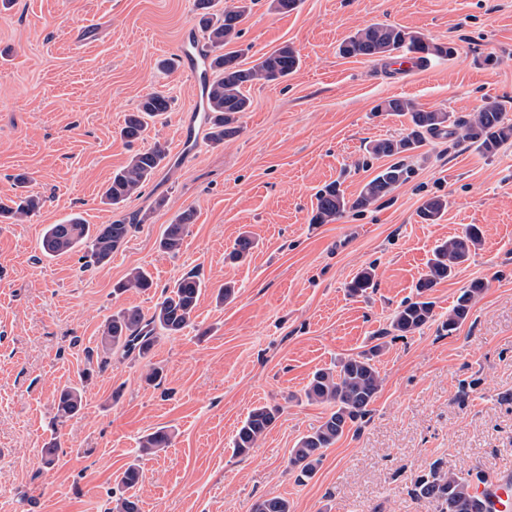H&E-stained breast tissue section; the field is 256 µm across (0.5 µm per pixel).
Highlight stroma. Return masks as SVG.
<instances>
[{
    "mask_svg": "<svg viewBox=\"0 0 512 512\" xmlns=\"http://www.w3.org/2000/svg\"><path fill=\"white\" fill-rule=\"evenodd\" d=\"M195 0H11L0 5V197L26 173L45 205L21 224L0 223V512H109L115 477L139 437L164 427L172 444L142 465L133 493L140 512H251L266 495L291 512H439L415 492L430 467L463 473L480 466L512 476V143L492 157L439 135L410 159L413 178L362 213L310 221L317 192L340 181L347 196L388 164L365 150L400 138L405 118L378 112L387 98L457 115L486 99L512 121V0H302L278 13L255 0L226 51L253 62L282 45L299 54L285 81L252 86V106L224 143L175 152L196 88L169 68ZM391 24L453 56L427 69L398 60L338 55V45L372 23ZM172 99L148 139L169 156L142 193L114 208L100 194L133 152L119 136L148 93ZM441 195L436 223L418 216ZM191 209L177 256L157 241ZM89 224L122 221L133 231L109 264L84 267L80 253L44 256L42 232L71 215ZM479 225L482 243L430 293L436 319L406 338L388 336L396 307L411 296L437 242ZM256 241L243 263L224 252L241 232ZM146 293L113 294L133 268ZM375 285L347 287L363 268ZM206 287L193 325L161 338L149 360L113 355L94 372L75 417L52 426L58 392L87 367L103 321L121 308L152 314L162 291L189 270ZM484 283L454 333L441 322L472 281ZM234 283L235 299L214 293ZM384 346L383 379L371 414L296 482L287 461L298 440L327 414L307 402L313 372ZM163 367L147 384L148 363ZM281 412L249 455L233 438L258 405ZM57 443L56 464L44 448Z\"/></svg>",
    "mask_w": 512,
    "mask_h": 512,
    "instance_id": "35a3bbf8",
    "label": "stroma"
}]
</instances>
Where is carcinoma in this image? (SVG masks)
I'll return each instance as SVG.
<instances>
[{
  "label": "carcinoma",
  "instance_id": "1",
  "mask_svg": "<svg viewBox=\"0 0 512 512\" xmlns=\"http://www.w3.org/2000/svg\"><path fill=\"white\" fill-rule=\"evenodd\" d=\"M253 0H236V3L215 12L214 0H195L199 10V23L207 40L206 55L210 58L212 78L206 91L208 112V139L221 143L224 138L238 131L241 115L251 107L247 88L261 81L282 80L295 72L300 64L299 56L289 45H283L260 57L248 68L242 67L238 56L224 53V44L240 35L239 25L250 10ZM344 56L371 58H395L398 53L412 55V59L429 63L453 54L452 48L428 42L402 28L372 24L357 30L339 47ZM170 97L162 92L147 94L136 110L129 113L120 129V136L129 143L143 141L151 123L169 112ZM375 111L403 116L408 120V133L400 139H383L371 143L368 152L376 158L399 157V160L380 171L369 180L354 199L335 182L320 190L310 223L329 224L349 210L365 211L388 196L396 187L406 182L414 173L413 168L401 158L421 148L426 136L448 130V135L476 145L483 153L492 155L504 143L512 140V124L505 121L503 108L496 101H487L475 113L457 117L450 112L425 110L413 101L390 98L375 106ZM165 146L156 142L130 156L127 163L113 173L112 179L101 194V202L118 207L141 189L167 159ZM44 200L34 195H16L0 198V218L20 222L30 220L40 213ZM448 209V200L435 196L426 199L419 208L424 221L436 222ZM194 221L190 209L179 213L166 225L159 239V249L176 255L183 247L188 227ZM135 228L122 222L91 226L78 216H70L60 224L45 228L40 248L44 255L55 257L86 248L90 262L96 266L109 263L112 254L120 250ZM482 241L480 227L471 224L462 234L438 245L428 261V274L417 286L416 297L401 303L394 311L390 333L406 337L422 329L434 320L433 302L424 294L440 282L448 279L455 269L469 260ZM255 248V241L242 233L234 241L227 258L232 262L245 260ZM374 269H362L348 286L352 295H362L374 287ZM153 286L150 275L140 268L131 270L114 287V293L128 291L146 292ZM205 283L197 272H188L178 279L172 289L156 303L150 317L139 308H122L108 319L101 333L97 365L102 368L115 351L125 355L135 353L146 359L158 340L163 336H178L193 323L198 300ZM484 284L474 281L462 291L442 323V330L453 333L464 323L473 301L482 293ZM383 344L373 345L368 351L348 357L336 370H319L309 381L304 396L311 403L329 407L330 412L317 427L300 438L288 457V469L297 473L302 481L312 477L321 463L326 449L332 447L353 425L369 413L381 388V377L373 362ZM91 370L79 374V381L64 388L55 399V418L62 420L77 415L83 406V394ZM280 408L261 405L253 408L236 431L233 448L239 455H247L257 447L260 439L276 420ZM171 444V434L164 428L144 435L139 443L138 456L116 476L124 490L134 488L142 477L141 462L156 455ZM493 482L484 470L474 467L466 474L442 472L433 467L419 477L416 492L422 497H433L441 502V512H484L474 498L473 489ZM252 512H290L288 500L274 495L258 500Z\"/></svg>",
  "mask_w": 512,
  "mask_h": 512
}]
</instances>
